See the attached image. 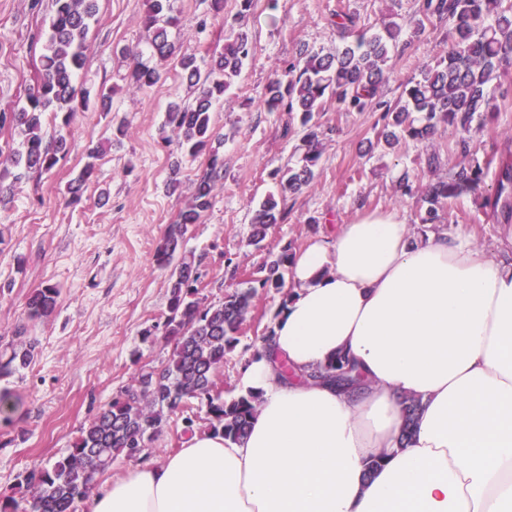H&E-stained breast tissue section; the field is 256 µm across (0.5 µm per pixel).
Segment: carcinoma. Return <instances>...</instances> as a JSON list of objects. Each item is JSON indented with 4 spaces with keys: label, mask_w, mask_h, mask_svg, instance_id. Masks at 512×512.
<instances>
[{
    "label": "carcinoma",
    "mask_w": 512,
    "mask_h": 512,
    "mask_svg": "<svg viewBox=\"0 0 512 512\" xmlns=\"http://www.w3.org/2000/svg\"><path fill=\"white\" fill-rule=\"evenodd\" d=\"M141 16L150 33L149 64L133 57L123 77L132 89L143 92L164 83L168 62L192 89V98H175L167 104L165 125L177 134L176 148L182 155H208L206 169L192 183L190 196L174 223L167 226L155 251V262L170 270L168 315L165 336L173 341L164 366L142 371L136 384L125 388L80 430L65 455L49 468H33L22 475L18 487L32 492L24 512H74L77 501L89 496L99 475L114 459L123 456L138 460L162 432L172 416L196 401L206 408L208 428L214 435L242 440L256 412L257 395L248 391L230 400L218 389L216 376L224 356L233 350L237 334L251 307L256 288L286 287L285 273L291 257L285 247L257 270V286L238 289L217 305H206L199 297V279L194 256L182 251L187 225L197 223L212 204L218 181L224 179L223 138L215 127L213 114L237 84L244 65L254 58V44L247 30L230 28L224 48L216 52L201 45L196 53H185L171 39V30L180 26L171 13L169 0H145ZM424 21L448 24L452 47L436 64L404 85L399 101L389 106L381 101L386 81L383 65L390 51L406 46L400 39L401 27L391 22L381 30L359 29L356 14L346 13L338 29L341 44L324 51L304 48L295 63L282 74H275L267 85L264 107L269 112H286L298 119L304 130L302 156L287 171L276 170L281 199L266 198L255 209L249 243L258 246L271 225L281 219L280 201L309 187L320 164L322 149L314 113L322 111L325 100L335 101L343 112H367L373 106L383 109L387 122L381 133L386 144L398 137L423 140L445 123L457 124L469 132L494 117L497 97L512 91V0H421L418 5ZM96 0H53L49 32L40 55L41 78L31 87L26 104L0 112V128L17 133L19 147L0 146V203L9 199L13 184L32 173H48L69 153L66 129L78 112L89 107L108 115L112 112L110 88L96 93L78 85L89 55V33L96 22ZM51 112L58 123L53 133L43 130V116ZM103 155V144H90L86 162L66 189L71 204L82 199L93 182L96 162ZM486 166L461 160L446 179L429 180L417 187L423 201L420 221L440 224L448 201L464 194L473 195L478 206L487 200L477 196L484 183ZM13 182L4 184L7 176ZM408 177L398 183L403 196L415 189ZM60 290L45 284L31 291L25 302L26 319L43 321L52 316L59 303ZM26 326L16 330L17 341L0 350V377L9 376L30 365L37 341L25 337ZM349 361L340 359L323 369L301 374L303 380L324 379L346 385L344 370ZM405 436H410L420 408L419 401H403Z\"/></svg>",
    "instance_id": "obj_1"
}]
</instances>
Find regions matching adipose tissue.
Segmentation results:
<instances>
[{
  "label": "adipose tissue",
  "mask_w": 512,
  "mask_h": 512,
  "mask_svg": "<svg viewBox=\"0 0 512 512\" xmlns=\"http://www.w3.org/2000/svg\"><path fill=\"white\" fill-rule=\"evenodd\" d=\"M497 260L394 210L362 212L294 254L272 356L240 384L248 436L195 433L106 481L89 512H512V226ZM344 358L342 392L283 380ZM421 412L403 440L402 400Z\"/></svg>",
  "instance_id": "ef3b65f1"
}]
</instances>
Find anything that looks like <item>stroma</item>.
Returning <instances> with one entry per match:
<instances>
[{"label":"stroma","mask_w":512,"mask_h":512,"mask_svg":"<svg viewBox=\"0 0 512 512\" xmlns=\"http://www.w3.org/2000/svg\"><path fill=\"white\" fill-rule=\"evenodd\" d=\"M181 19L179 41L185 50L197 41L224 44L223 19L237 20L252 34L256 58L239 79L235 94L218 106L214 121L224 138V181L211 207L189 225L184 247L198 265L200 296L216 303L247 287L268 252L291 247L299 251L309 240L330 236L336 225L350 223L361 209H395L413 235L420 222V195L399 197L400 178L427 180L417 157L438 154L433 175L448 177L460 160L456 145L468 140L474 163L491 155L512 158V94L498 99L499 110L480 131L466 133L441 126L422 142L398 140L378 144L384 121L381 110L342 112L327 102L316 113L323 133V152L314 184L289 198L286 218L268 231L262 246L249 245L256 205L277 183L272 171L296 158L300 133H286L287 116L266 111V86L285 71L300 48L329 49L339 43L336 16L354 13L362 24L380 28L396 22L407 43L386 66V100L399 97L402 85L434 65L448 49V28L426 25L416 31L413 19L419 0H256L238 16L236 0H224V17L215 19L210 0H171ZM50 0H0V111L20 106L40 75L41 47L34 34L47 30ZM144 0H98V22L81 85L113 88L112 109L123 117L126 135L99 161L96 184L79 205L66 203V185L83 167L90 142L109 135L102 113H77L69 128L70 151L47 174L30 175L18 184L7 207L0 208V344L25 322V301L35 288L52 283L60 289L57 314L28 326L37 339L31 364L0 377V392L12 406L0 410V500L18 494L21 473L48 467L59 459L97 411L141 371L163 366L172 351L165 336L142 342L143 328L163 324L168 314L167 270L157 266L155 249L168 224L184 207L186 195L167 193L173 161L181 163V180L190 184L206 167V157L177 158L166 138L165 108L171 99L189 97L176 73L141 93L129 90L123 76L130 60L146 47L140 24ZM502 211L478 208L472 196L451 201L442 222L449 233L470 234L488 259H497L498 228L507 223ZM283 296L257 290L239 333L217 376L224 397L240 394L246 362L270 331Z\"/></svg>","instance_id":"stroma-1"}]
</instances>
